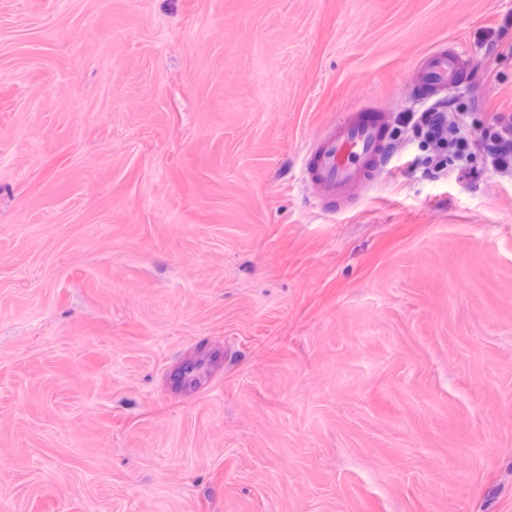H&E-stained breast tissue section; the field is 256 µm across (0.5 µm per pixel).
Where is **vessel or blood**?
Segmentation results:
<instances>
[{
	"instance_id": "b4317fda",
	"label": "vessel or blood",
	"mask_w": 512,
	"mask_h": 512,
	"mask_svg": "<svg viewBox=\"0 0 512 512\" xmlns=\"http://www.w3.org/2000/svg\"><path fill=\"white\" fill-rule=\"evenodd\" d=\"M475 67L466 52L448 46L427 53L419 62L413 88L423 98L448 93ZM386 140L382 113L360 107L331 124L312 145L304 182L316 189L326 209H334L358 191L368 189L380 165Z\"/></svg>"
}]
</instances>
